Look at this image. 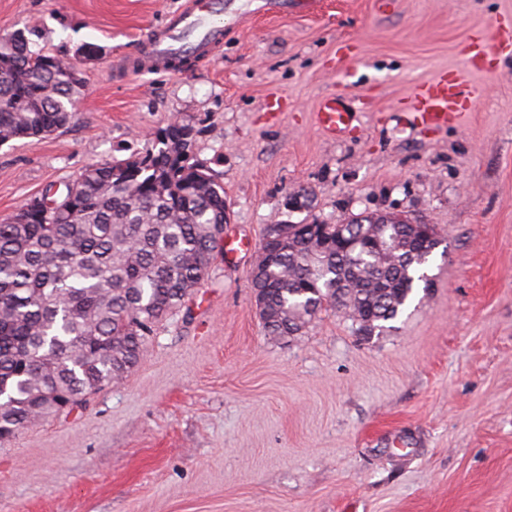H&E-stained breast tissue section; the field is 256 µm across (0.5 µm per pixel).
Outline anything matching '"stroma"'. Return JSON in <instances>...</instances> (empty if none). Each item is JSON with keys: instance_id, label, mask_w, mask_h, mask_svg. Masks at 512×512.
<instances>
[{"instance_id": "obj_1", "label": "stroma", "mask_w": 512, "mask_h": 512, "mask_svg": "<svg viewBox=\"0 0 512 512\" xmlns=\"http://www.w3.org/2000/svg\"><path fill=\"white\" fill-rule=\"evenodd\" d=\"M224 2L209 57L138 73L143 38L186 0H0V38L35 31L86 85L70 124L0 145V220L176 116L224 186L225 234L248 244L121 381L0 443V512H512V56L470 75L456 126L405 106L463 68L473 28H512V0ZM331 94L360 101L347 136L316 123ZM364 212L435 226L431 288L378 337L333 309L267 335L251 288L266 227Z\"/></svg>"}]
</instances>
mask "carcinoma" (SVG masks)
Wrapping results in <instances>:
<instances>
[{
	"label": "carcinoma",
	"instance_id": "carcinoma-1",
	"mask_svg": "<svg viewBox=\"0 0 512 512\" xmlns=\"http://www.w3.org/2000/svg\"><path fill=\"white\" fill-rule=\"evenodd\" d=\"M73 69L32 50L23 31L0 38L1 144L74 119L84 80ZM161 131L146 152L91 165L0 222V440L122 379L208 276L228 218L224 186L196 157L193 126L175 117ZM375 231L384 253L327 255L288 225V250L252 282L267 332L300 336L328 307L364 336L391 328L430 286L442 240L431 226L399 250L393 225Z\"/></svg>",
	"mask_w": 512,
	"mask_h": 512
}]
</instances>
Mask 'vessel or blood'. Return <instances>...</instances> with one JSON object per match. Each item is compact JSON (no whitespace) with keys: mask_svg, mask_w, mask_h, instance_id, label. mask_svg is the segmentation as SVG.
I'll use <instances>...</instances> for the list:
<instances>
[{"mask_svg":"<svg viewBox=\"0 0 512 512\" xmlns=\"http://www.w3.org/2000/svg\"><path fill=\"white\" fill-rule=\"evenodd\" d=\"M224 0H188L181 11L155 28L142 52V67H162L180 53L205 54L224 40ZM512 47V32L487 34L475 31L468 44L466 63L481 67L492 63L506 47ZM477 91L457 71L444 70L415 85L410 92L414 119L426 129H443L459 114L469 111ZM358 108L342 95L324 98L317 109L321 127L332 136L351 133Z\"/></svg>","mask_w":512,"mask_h":512,"instance_id":"vessel-or-blood-1","label":"vessel or blood"}]
</instances>
